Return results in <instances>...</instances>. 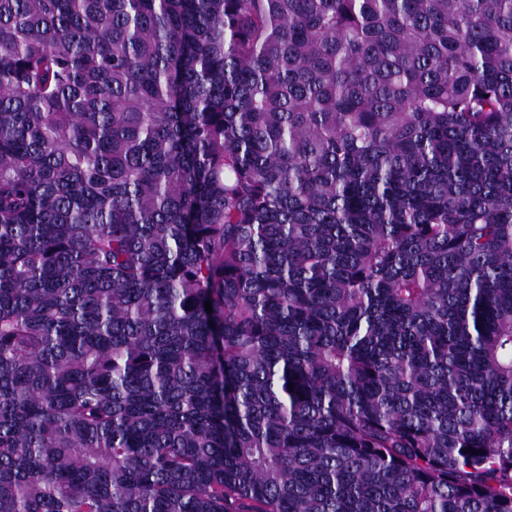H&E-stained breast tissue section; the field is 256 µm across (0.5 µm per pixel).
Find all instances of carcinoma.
<instances>
[{
  "label": "carcinoma",
  "mask_w": 512,
  "mask_h": 512,
  "mask_svg": "<svg viewBox=\"0 0 512 512\" xmlns=\"http://www.w3.org/2000/svg\"><path fill=\"white\" fill-rule=\"evenodd\" d=\"M0 512H512V0H0Z\"/></svg>",
  "instance_id": "obj_1"
}]
</instances>
